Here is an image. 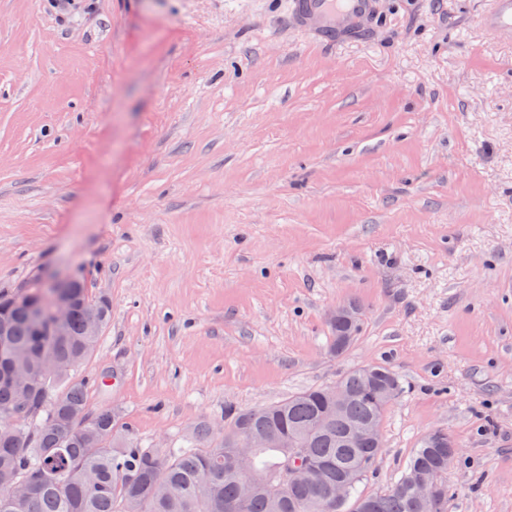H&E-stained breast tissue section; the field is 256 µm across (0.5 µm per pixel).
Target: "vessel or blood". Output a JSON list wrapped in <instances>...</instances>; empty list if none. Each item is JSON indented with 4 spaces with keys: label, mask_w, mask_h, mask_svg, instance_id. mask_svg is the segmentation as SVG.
<instances>
[{
    "label": "vessel or blood",
    "mask_w": 512,
    "mask_h": 512,
    "mask_svg": "<svg viewBox=\"0 0 512 512\" xmlns=\"http://www.w3.org/2000/svg\"><path fill=\"white\" fill-rule=\"evenodd\" d=\"M375 5V0H290L288 14L307 37L337 46L367 34ZM480 22L498 36L512 39V0H491Z\"/></svg>",
    "instance_id": "obj_1"
}]
</instances>
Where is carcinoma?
<instances>
[{
    "instance_id": "1",
    "label": "carcinoma",
    "mask_w": 512,
    "mask_h": 512,
    "mask_svg": "<svg viewBox=\"0 0 512 512\" xmlns=\"http://www.w3.org/2000/svg\"><path fill=\"white\" fill-rule=\"evenodd\" d=\"M92 308L102 309L103 324L109 323L111 308L83 287L68 336L37 335L23 303L5 308L8 335H0V369L13 350L29 349L54 356L63 370L54 375L34 372L29 414L19 429L20 442L0 435V512H344V505L331 507L328 503L336 483L350 479L352 492H357V485L381 453L379 447L353 441L351 425L383 420L403 393L398 376L389 368L376 366L380 381L389 387L387 397L361 370L346 374L342 381L352 397L344 417L326 423L322 419L331 403L324 387L299 391L275 404L227 412L228 429L279 434L304 430L305 461L320 468L319 482L286 487L276 505L266 488L242 502L238 477L224 467L234 451L231 440L216 435L208 421H199L181 442L160 452L120 428L112 409L90 410L89 381L77 378V371L94 351V337L85 335L87 311ZM331 326V348L342 355L356 341L359 325L347 328L333 320ZM346 334L352 335L350 343L336 348ZM18 400V389L0 379V420L11 413ZM74 411L87 413L89 419L80 426L71 423L69 415ZM452 447L448 435L440 431L429 434L413 451L393 489L356 496L349 512H415L409 479L423 468L446 474L458 455L456 450L448 452ZM159 452L166 457L160 472L156 467ZM288 457L287 448H256L254 472L275 481ZM14 479H24L36 487L32 506L8 495L7 485ZM451 499L444 480L431 512H449Z\"/></svg>"
}]
</instances>
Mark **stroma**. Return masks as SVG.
<instances>
[{
    "label": "stroma",
    "mask_w": 512,
    "mask_h": 512,
    "mask_svg": "<svg viewBox=\"0 0 512 512\" xmlns=\"http://www.w3.org/2000/svg\"><path fill=\"white\" fill-rule=\"evenodd\" d=\"M489 2L376 0L327 47L288 0H0V290L74 272L109 302L91 410L173 440L384 364L403 393L359 492L442 430L451 512H512V40ZM482 27L498 36L512 39V0H491L490 7L480 16Z\"/></svg>",
    "instance_id": "obj_1"
}]
</instances>
